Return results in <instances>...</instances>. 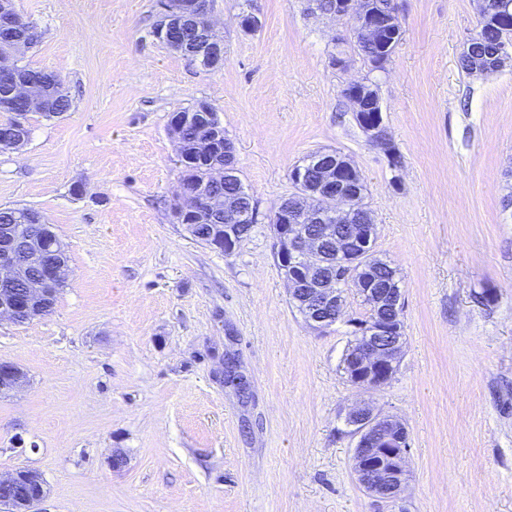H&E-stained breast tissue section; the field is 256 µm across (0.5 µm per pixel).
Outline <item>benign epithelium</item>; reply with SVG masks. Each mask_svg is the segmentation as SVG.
<instances>
[{
    "label": "benign epithelium",
    "mask_w": 512,
    "mask_h": 512,
    "mask_svg": "<svg viewBox=\"0 0 512 512\" xmlns=\"http://www.w3.org/2000/svg\"><path fill=\"white\" fill-rule=\"evenodd\" d=\"M478 18L497 23L512 11V0H477ZM164 20L157 28V37L171 49L207 65L209 70L224 66V45L213 37V22L201 0H161ZM329 14L345 18L365 40L374 44L383 41L387 32L401 30L397 10L380 13L372 9L371 0H334ZM512 62V33H502L496 60L480 67L483 73L495 72ZM0 110L13 105V99L24 93L17 75L11 46L0 44ZM346 97L353 103L360 127L372 141L387 146L381 118V101L377 85L364 78L350 83ZM351 173L357 169L346 157L331 150L317 151L290 172L296 195L303 200L300 208L282 203L275 209V258L288 284L289 295L302 306L306 324L321 333L336 323L346 321L355 335V351L350 369L359 390H378L393 377L402 351L403 334L402 288L387 290L372 276L361 274L358 261L373 250L376 225L354 224L347 232H314L313 224L327 219L349 217L363 209L359 193H350L339 177L341 168ZM236 176L235 148L224 139V166L211 170L209 181L222 182ZM224 213V253L230 254L240 243L234 228L238 224L256 222L254 209L232 205L223 197L209 192L202 194L193 172L181 179L172 203L175 223L189 231L190 220L201 208ZM52 251L63 255L65 250L53 235L51 225L39 217L0 238V281L26 279L28 264L39 266L38 277L29 282L21 299L0 291V319L13 323L30 321L43 315L54 294L55 284L70 277V267L63 263L45 264L44 257ZM353 275L352 287L374 312L372 319L358 321L346 317L345 292L336 287V279ZM26 384L25 374L15 365L0 363V391L11 392ZM346 423L355 438V473L362 487L378 502L397 505L409 481L406 468L410 440L406 426L399 419L381 415L365 401L352 405ZM25 481L29 492L16 500L3 499L8 512H39L45 497L38 473L22 467L0 474V490Z\"/></svg>",
    "instance_id": "obj_1"
}]
</instances>
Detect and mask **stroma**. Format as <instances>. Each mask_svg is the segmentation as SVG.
Here are the masks:
<instances>
[{
  "instance_id": "1",
  "label": "stroma",
  "mask_w": 512,
  "mask_h": 512,
  "mask_svg": "<svg viewBox=\"0 0 512 512\" xmlns=\"http://www.w3.org/2000/svg\"><path fill=\"white\" fill-rule=\"evenodd\" d=\"M396 3L402 38L372 73L309 0H210L212 71L156 37L157 0H15L43 33L24 63L72 102L0 150V205L38 210L72 270L51 314L0 320V362L27 376L0 394V472L37 471L43 512H512V65L461 70L474 0ZM365 77L388 155L343 94ZM200 101L258 212L229 255L170 212V118ZM324 149L362 174L375 252L403 281V353L377 391L342 372L349 326L318 333L292 309L274 255L289 173ZM360 400L408 429L401 508L357 481L345 412Z\"/></svg>"
}]
</instances>
